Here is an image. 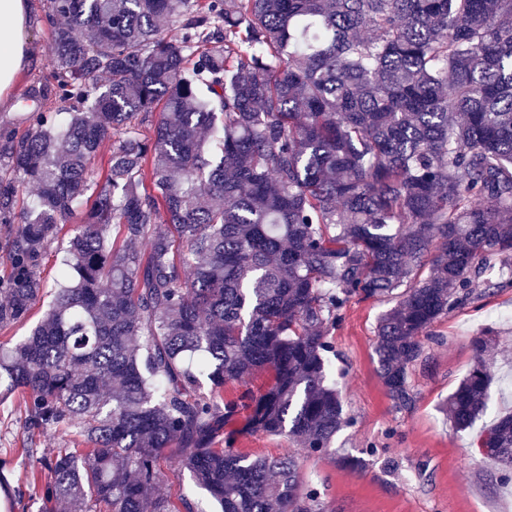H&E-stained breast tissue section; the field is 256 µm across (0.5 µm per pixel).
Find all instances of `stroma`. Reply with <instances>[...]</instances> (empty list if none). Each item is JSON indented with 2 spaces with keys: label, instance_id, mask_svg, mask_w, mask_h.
Wrapping results in <instances>:
<instances>
[{
  "label": "stroma",
  "instance_id": "1",
  "mask_svg": "<svg viewBox=\"0 0 512 512\" xmlns=\"http://www.w3.org/2000/svg\"><path fill=\"white\" fill-rule=\"evenodd\" d=\"M28 2L31 63L16 78L15 108L0 109V128L20 134L28 129L25 114L34 104L50 112L62 109L48 64L45 0ZM505 276L500 267L488 268L475 286L474 298L434 325L432 338L424 342L422 362L410 372L414 401L406 409L393 405L377 372L376 325L387 305L351 299L329 331L332 378L348 420L330 450L311 455L287 436L244 431L240 416L230 423L237 432L236 447L261 456L298 457L302 477L318 488L328 512H512V486L500 483L495 467L474 463L481 423L459 431L441 411L473 367V340L485 329L492 331L498 348L491 368V411L512 409V394L503 388L504 379L512 376V320L501 317L512 311V288L500 285ZM71 445L69 431L59 430L37 438L36 456L16 457L11 485L22 491L23 499L9 511L0 506V512H39V493L28 484L27 475L37 468L39 456ZM347 455L363 459V470L339 466V457ZM158 491L201 503L205 512L218 509L174 455L164 464Z\"/></svg>",
  "mask_w": 512,
  "mask_h": 512
}]
</instances>
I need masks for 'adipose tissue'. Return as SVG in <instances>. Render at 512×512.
<instances>
[{
  "mask_svg": "<svg viewBox=\"0 0 512 512\" xmlns=\"http://www.w3.org/2000/svg\"><path fill=\"white\" fill-rule=\"evenodd\" d=\"M26 21L27 0H0V109L10 107L15 78L30 61Z\"/></svg>",
  "mask_w": 512,
  "mask_h": 512,
  "instance_id": "1",
  "label": "adipose tissue"
}]
</instances>
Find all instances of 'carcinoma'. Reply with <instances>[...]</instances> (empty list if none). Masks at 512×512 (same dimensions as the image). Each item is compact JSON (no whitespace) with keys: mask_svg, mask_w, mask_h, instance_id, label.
Segmentation results:
<instances>
[{"mask_svg":"<svg viewBox=\"0 0 512 512\" xmlns=\"http://www.w3.org/2000/svg\"><path fill=\"white\" fill-rule=\"evenodd\" d=\"M187 2L47 0L66 117L35 109L0 146V224L15 225L0 329L29 319L61 254L42 318L0 341L22 452L74 438L32 473L41 512H197L157 492L168 448L221 512H325L294 456L224 428L244 412L247 430L327 451L347 423L328 331L356 297L391 303L377 371L408 407L422 338L491 265L512 271V0ZM24 182L38 195L19 213ZM473 345L443 407L463 430L492 385L491 333ZM258 372L262 393L224 399ZM478 448L512 481L511 412Z\"/></svg>","mask_w":512,"mask_h":512,"instance_id":"cac0c4a2","label":"carcinoma"}]
</instances>
